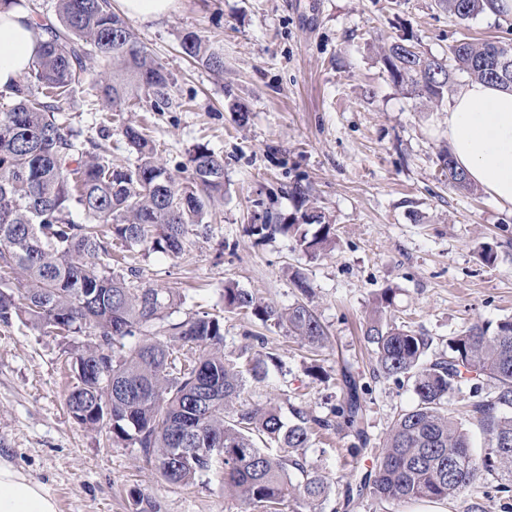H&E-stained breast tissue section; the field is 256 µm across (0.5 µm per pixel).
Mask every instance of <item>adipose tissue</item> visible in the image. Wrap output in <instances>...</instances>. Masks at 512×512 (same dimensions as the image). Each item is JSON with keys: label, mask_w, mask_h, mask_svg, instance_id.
I'll return each instance as SVG.
<instances>
[{"label": "adipose tissue", "mask_w": 512, "mask_h": 512, "mask_svg": "<svg viewBox=\"0 0 512 512\" xmlns=\"http://www.w3.org/2000/svg\"><path fill=\"white\" fill-rule=\"evenodd\" d=\"M43 38L27 11L0 10L1 91L28 71ZM448 147L472 184L512 208V91L461 85L448 109ZM0 512H58V505L44 484L0 460Z\"/></svg>", "instance_id": "1"}]
</instances>
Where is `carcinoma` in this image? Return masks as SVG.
<instances>
[{"label":"carcinoma","instance_id":"obj_1","mask_svg":"<svg viewBox=\"0 0 512 512\" xmlns=\"http://www.w3.org/2000/svg\"><path fill=\"white\" fill-rule=\"evenodd\" d=\"M461 22L487 12L490 0H437ZM59 25L44 28L46 40L23 78L8 88L12 104L0 110V275L18 284L0 289V321L23 318L46 333H72L90 341L67 350L75 383L66 403L86 427L106 428L114 442H130L172 485L188 486L216 471L224 488L255 512H323L332 480L308 464L303 449L314 428L345 426L363 440L365 409L356 381L343 380L339 418L292 408L287 423L281 407L269 402L235 407L246 383L265 382L278 366L271 352L249 356L245 367L224 357V322L209 313L165 324L182 304L175 291L135 283L138 270L112 272V240L177 257L188 227L203 223L211 201L224 196V158L206 147L189 156L190 173L179 181L158 162L152 141L134 125L126 140L138 164L114 167L106 150L58 121L60 103L87 73L94 55L111 66L97 83L106 102L133 100L154 112L173 105V80L112 12L110 0H58ZM183 52L217 76L224 55L196 32L181 39ZM383 62L392 81L438 109L457 74L471 81L512 90V41L463 39L446 63L427 55L409 39L391 43ZM442 174L459 191H473L450 154L439 155ZM288 195L295 210L286 217L264 211L253 234L295 239L311 259L331 253L336 229L310 202L309 188L297 181ZM79 207L85 222L71 219ZM316 224L308 235L305 226ZM111 229L107 236L100 226ZM395 293L385 289L368 316L365 339L375 348L377 374L413 382L416 404L399 414L385 434L373 473L358 495L398 504L446 501L487 473L512 491V321L474 323L448 340V354L429 357L430 339L387 319ZM224 308L244 311L262 323L288 327L302 342L322 347L326 332L304 302L277 308L233 282L224 284ZM188 347L192 359L176 362L157 336ZM135 342L127 344L125 340ZM473 377L477 400L470 420L486 436L488 452L474 457L463 423L445 409L448 394ZM107 407L106 421L91 412ZM283 449L272 455L254 436ZM219 446L216 453L212 448ZM133 512H158L140 490L130 492Z\"/></svg>","mask_w":512,"mask_h":512}]
</instances>
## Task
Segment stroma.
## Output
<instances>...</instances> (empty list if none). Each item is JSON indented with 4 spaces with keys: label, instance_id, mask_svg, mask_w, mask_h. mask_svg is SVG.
Segmentation results:
<instances>
[{
    "label": "stroma",
    "instance_id": "stroma-1",
    "mask_svg": "<svg viewBox=\"0 0 512 512\" xmlns=\"http://www.w3.org/2000/svg\"><path fill=\"white\" fill-rule=\"evenodd\" d=\"M130 25L170 72L175 106L154 112L119 104L109 132L101 133L103 114L92 99L104 66L94 57L61 119L99 140L118 167L138 162L122 134L126 122L144 128L175 178L186 177L196 147L223 157L224 197L205 224L190 227L184 253L170 257L139 247L133 265L141 285L182 296L169 322L197 312L223 314L226 358L259 350L261 335L277 350L279 367L266 382L247 386L243 403L272 401L286 415L303 406L326 417L341 398L342 370L365 385L368 444L344 428L313 436L304 450L308 463L333 479L331 501L339 503L347 484L372 469L392 419L417 401L410 381L374 374L375 355L361 325L376 295L394 290L390 319L429 336L434 356L473 323L512 319V209L482 190L469 194L448 185L438 165L448 148L445 109L396 86L381 54L408 37L446 60L461 39L512 40V30L487 15L460 22L435 0H177L166 18ZM188 31L222 51L223 78L183 54ZM234 101L247 121L229 111ZM297 180L308 184L335 226L336 248L328 257H306L289 237L260 241L250 233L264 210L293 212L287 190ZM485 243L494 263L479 256ZM297 269L307 277L309 296L293 284ZM228 281L279 308L307 300L328 331L327 345L313 350L286 328L268 329L252 316L225 311ZM87 341L46 335L18 318L0 322V458L46 485L59 512H131L135 488L159 512H252L225 494L220 476L202 475L188 487L169 484L138 448L72 418L65 350ZM315 365L328 381L310 376ZM475 500L485 512H512V492H500L494 475L443 508L467 512Z\"/></svg>",
    "mask_w": 512,
    "mask_h": 512
}]
</instances>
